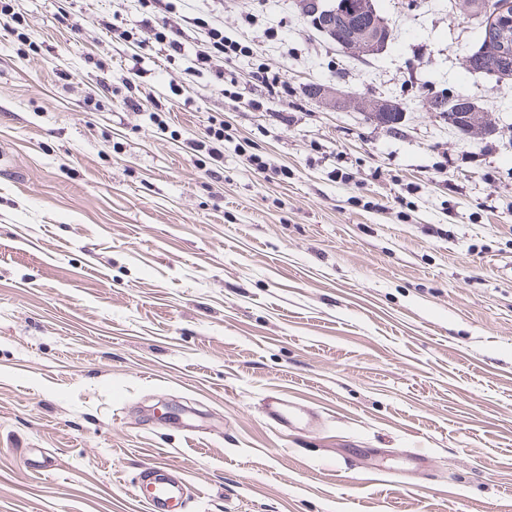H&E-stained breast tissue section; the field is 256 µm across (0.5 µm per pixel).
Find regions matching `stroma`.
<instances>
[{
    "instance_id": "35a3bbf8",
    "label": "stroma",
    "mask_w": 512,
    "mask_h": 512,
    "mask_svg": "<svg viewBox=\"0 0 512 512\" xmlns=\"http://www.w3.org/2000/svg\"><path fill=\"white\" fill-rule=\"evenodd\" d=\"M308 1L0 13V512H142L148 463L180 473L184 512H512V91L464 69L462 0H375L393 38L370 56ZM202 20L254 49L220 81ZM444 89L493 133L450 131ZM214 116L216 160L191 148ZM276 391L322 428L283 439ZM409 450L428 466L369 474Z\"/></svg>"
}]
</instances>
